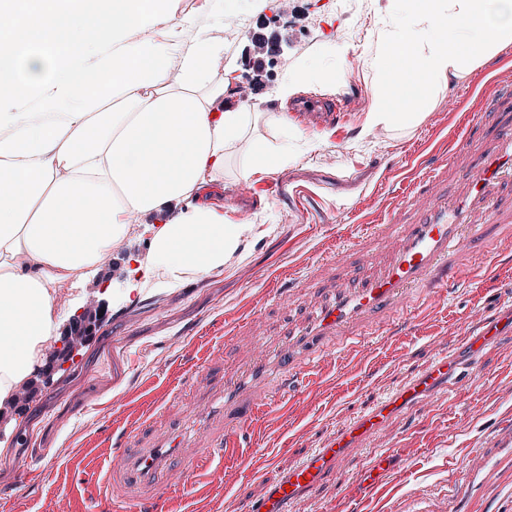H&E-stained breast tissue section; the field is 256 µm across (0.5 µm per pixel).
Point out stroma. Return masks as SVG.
I'll list each match as a JSON object with an SVG mask.
<instances>
[{"mask_svg":"<svg viewBox=\"0 0 512 512\" xmlns=\"http://www.w3.org/2000/svg\"><path fill=\"white\" fill-rule=\"evenodd\" d=\"M397 0H177V12L192 17L195 29L172 34L159 21L152 35L187 42L196 31L224 41L228 87L224 102L254 115L246 137L274 147L287 144L292 162L252 172L251 182L278 180L281 194L243 208L233 193L249 161L238 142L225 151L224 221L249 224L253 231L223 271L190 280L165 294H125L79 288L63 292L61 306L89 307L85 322H62V336L84 333L74 357L61 362L50 352L29 379L27 396L0 407V489L13 490L11 512H45L58 493L69 494L76 512H106L94 481L115 434L132 429L158 392L179 385L199 367L207 350L245 315L266 323L277 320L271 291L279 278L302 280L329 254L360 234L363 225L385 223L406 184L423 167L439 164L449 141L460 139L465 122L491 111L486 92L495 85L512 90V45L494 61L476 68L436 92L407 126L366 127L384 84L372 66L377 45L397 15ZM233 39H226L227 28ZM263 53L254 65L255 53ZM314 67L336 77L303 86L296 101L348 96L340 124L306 126L298 113L281 107L280 83ZM457 97L459 111L448 109ZM285 128H278L277 118ZM488 277L464 280L429 304L421 318L404 314L377 337L365 361L341 353L323 363L305 393L303 409L277 413L255 430L263 458L260 480L240 466L218 465L180 502L162 500L159 512H239L248 496H262L288 469L327 438L341 432L371 403L391 397L432 364L436 346L461 349L483 323L500 328L498 342L477 361L468 390H439L395 418L391 428L338 459L315 490L294 503L291 512H329L369 460L386 448L397 449L389 477L391 494L382 512H427L459 485L448 512H512V451L500 436L512 424V246L477 256ZM484 454L496 474L467 463ZM41 455L33 481L20 482V468Z\"/></svg>","mask_w":512,"mask_h":512,"instance_id":"1","label":"stroma"}]
</instances>
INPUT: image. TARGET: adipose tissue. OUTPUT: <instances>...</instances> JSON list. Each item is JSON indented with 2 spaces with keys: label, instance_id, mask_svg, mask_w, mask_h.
Instances as JSON below:
<instances>
[{
  "label": "adipose tissue",
  "instance_id": "obj_1",
  "mask_svg": "<svg viewBox=\"0 0 512 512\" xmlns=\"http://www.w3.org/2000/svg\"><path fill=\"white\" fill-rule=\"evenodd\" d=\"M173 2L0 0V405L57 345L59 292L84 287L135 224L151 239L127 285L161 293L223 270L250 231L206 191L228 142L254 169L291 160L245 140L251 114L225 109L223 42L146 37L160 18L190 28ZM510 44L512 0H410L374 60L386 91L369 125L415 122L411 103ZM103 47L107 64L86 67Z\"/></svg>",
  "mask_w": 512,
  "mask_h": 512
}]
</instances>
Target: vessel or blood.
Returning <instances> with one entry per match:
<instances>
[{"mask_svg": "<svg viewBox=\"0 0 512 512\" xmlns=\"http://www.w3.org/2000/svg\"><path fill=\"white\" fill-rule=\"evenodd\" d=\"M512 243V124L486 139L471 121L448 162L425 170L406 190L393 219L368 224L304 278L296 294L273 290L288 317L277 341L261 326H241L217 344L184 386L168 390L131 431L112 442L96 474L113 512H157L215 462H239L241 435L271 410L288 411L304 374L348 346L392 326L408 310L459 280L477 255ZM475 376L457 353L438 351L432 367L394 397L355 416L340 434L307 453L271 494L249 498L242 512H288L330 473L342 454L387 430L392 419L444 387ZM398 454L373 456L347 492L368 503L386 489Z\"/></svg>", "mask_w": 512, "mask_h": 512, "instance_id": "obj_1", "label": "vessel or blood"}]
</instances>
